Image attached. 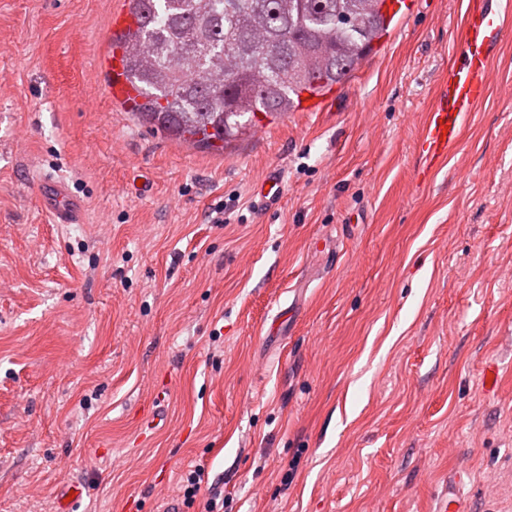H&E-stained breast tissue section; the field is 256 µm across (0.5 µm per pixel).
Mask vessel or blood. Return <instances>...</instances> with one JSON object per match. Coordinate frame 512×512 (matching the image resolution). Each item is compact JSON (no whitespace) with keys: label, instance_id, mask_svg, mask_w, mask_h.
<instances>
[{"label":"vessel or blood","instance_id":"1","mask_svg":"<svg viewBox=\"0 0 512 512\" xmlns=\"http://www.w3.org/2000/svg\"><path fill=\"white\" fill-rule=\"evenodd\" d=\"M512 36V24L494 21L491 13L468 14L463 27L459 64L448 70V81L428 112L419 137L418 151L427 162L446 158L458 145L461 131L471 112L482 101L489 84L490 59L494 43ZM121 54H114L110 94L124 103L135 90L122 69ZM40 203L56 224H79L85 217L84 200L73 195L68 185L52 177L36 183Z\"/></svg>","mask_w":512,"mask_h":512}]
</instances>
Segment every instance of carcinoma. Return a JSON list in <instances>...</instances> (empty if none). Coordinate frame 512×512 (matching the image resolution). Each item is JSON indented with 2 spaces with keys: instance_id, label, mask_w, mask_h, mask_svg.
Returning a JSON list of instances; mask_svg holds the SVG:
<instances>
[{
  "instance_id": "1",
  "label": "carcinoma",
  "mask_w": 512,
  "mask_h": 512,
  "mask_svg": "<svg viewBox=\"0 0 512 512\" xmlns=\"http://www.w3.org/2000/svg\"><path fill=\"white\" fill-rule=\"evenodd\" d=\"M120 37L133 112L208 149L321 94L388 33L382 0H128Z\"/></svg>"
}]
</instances>
